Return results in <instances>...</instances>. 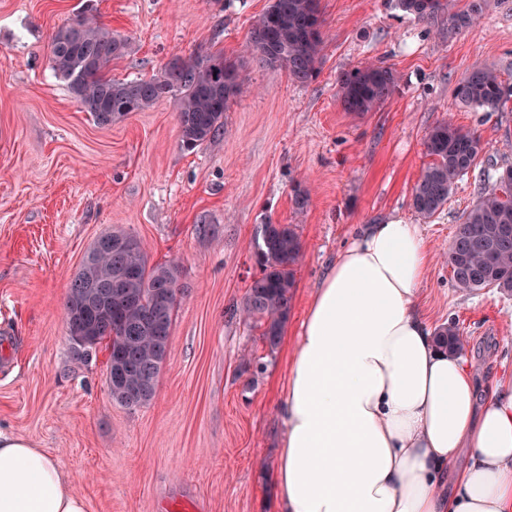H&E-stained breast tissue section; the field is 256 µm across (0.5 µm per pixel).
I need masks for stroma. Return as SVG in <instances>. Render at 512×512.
Instances as JSON below:
<instances>
[{
    "mask_svg": "<svg viewBox=\"0 0 512 512\" xmlns=\"http://www.w3.org/2000/svg\"><path fill=\"white\" fill-rule=\"evenodd\" d=\"M268 0H0V432L44 449L88 512H277L273 470L289 340L315 287L368 224H420L430 263L419 309L456 322L481 385L512 376V295L456 288L448 246L482 189L512 168V101L482 112L455 88L473 68L512 85V0H489L471 26L422 22L391 0H321L319 75L296 83L249 49ZM131 51L116 80L147 78L176 57L224 54L244 91L215 137L179 144L176 99L98 126L51 68V37L85 8ZM366 62L391 68L393 96L344 111L337 77ZM451 119L483 143L477 171L420 219L412 191L432 158L429 131ZM308 196L296 210L294 188ZM296 225L303 256L283 334L268 354L234 315L257 273L266 221ZM120 228L150 263H177L180 294L153 399L128 409L108 390V352L76 361L66 329L69 285L95 240ZM261 361L254 374L246 360Z\"/></svg>",
    "mask_w": 512,
    "mask_h": 512,
    "instance_id": "1",
    "label": "stroma"
}]
</instances>
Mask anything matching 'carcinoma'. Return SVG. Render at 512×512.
<instances>
[{
	"label": "carcinoma",
	"mask_w": 512,
	"mask_h": 512,
	"mask_svg": "<svg viewBox=\"0 0 512 512\" xmlns=\"http://www.w3.org/2000/svg\"><path fill=\"white\" fill-rule=\"evenodd\" d=\"M396 6L420 21H433L448 9V0H395ZM483 9V0L448 16V30L466 27ZM321 0H269L255 20L249 47L269 67L283 68L288 77L306 83L318 75L323 42ZM131 43L85 12L62 25L52 36L50 60L68 83L80 107L96 123L113 122L174 95L181 147L190 150L224 128V112L241 93L236 61L222 55L173 59L149 79L115 81L112 61L126 55ZM338 96L347 112L363 114L388 100L397 81L387 67L371 63L341 73ZM456 97L467 106L498 112L512 100V86L487 67L466 73ZM433 162L422 172L412 191V208L423 219L443 209L456 182L477 165L483 151L480 137L452 123L434 126L426 141ZM448 247L455 286L474 292L495 288L512 295V177H500V190L479 197L456 227ZM105 245L93 247L72 281L66 303V325L72 344L85 341L80 361L92 358L98 345L109 351L108 374L121 373V388H109L112 401L141 407L154 397L157 377L165 361L177 305L174 286L179 266L174 262L148 264L139 240L122 229L99 237ZM302 258V243L293 224L261 225L253 246L259 269L240 308L244 321L262 328L268 352L278 349L295 287L294 271ZM438 347L450 353L464 350V339L454 323L436 332Z\"/></svg>",
	"instance_id": "1"
}]
</instances>
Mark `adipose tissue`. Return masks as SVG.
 I'll return each mask as SVG.
<instances>
[{
  "label": "adipose tissue",
  "instance_id": "adipose-tissue-1",
  "mask_svg": "<svg viewBox=\"0 0 512 512\" xmlns=\"http://www.w3.org/2000/svg\"><path fill=\"white\" fill-rule=\"evenodd\" d=\"M427 263L418 225L371 224L315 288L282 405V512H512V381L480 389L437 347L418 307ZM0 512L87 503L52 457L0 433Z\"/></svg>",
  "mask_w": 512,
  "mask_h": 512
}]
</instances>
